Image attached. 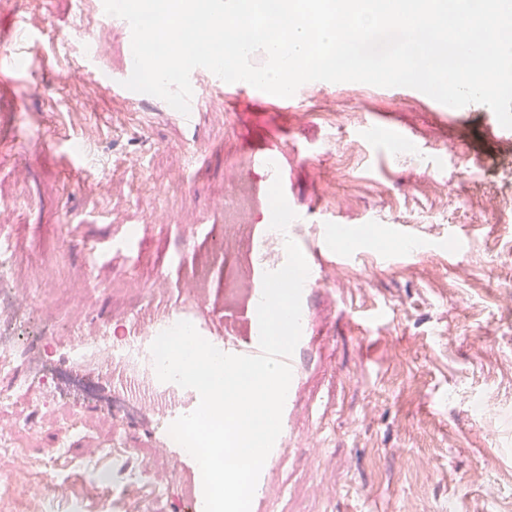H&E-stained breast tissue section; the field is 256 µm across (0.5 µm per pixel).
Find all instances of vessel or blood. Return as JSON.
Masks as SVG:
<instances>
[{
    "label": "vessel or blood",
    "instance_id": "b4317fda",
    "mask_svg": "<svg viewBox=\"0 0 512 512\" xmlns=\"http://www.w3.org/2000/svg\"><path fill=\"white\" fill-rule=\"evenodd\" d=\"M82 6L101 15L103 32L83 44L82 49L88 63L68 74L67 80L73 84L87 83L94 76L98 64L110 51L111 44L107 37L109 30L117 29L126 35L131 32L125 20L105 14L103 0H83ZM17 21L25 44L24 66H15L9 51L0 52V79L12 83L23 81L40 62V32L35 30L25 15H18ZM133 64V59H126L120 71L106 76L99 84L100 89L111 95L113 102L124 109L134 107L141 99L139 93L122 85L123 80L131 75ZM190 82L193 96L189 114L177 111L172 114L174 121L187 128L195 124L197 114L204 108L223 104L233 92L249 88L248 83L240 82L234 89H227L221 79L204 68L194 69L190 75ZM245 163L262 174L266 180L278 181L280 163L275 153L256 148L251 151ZM305 222L303 214H293L288 236L300 246L303 253L310 256L309 275L302 292L303 300L307 301L321 286L324 275L323 267L317 261L320 251L318 238L306 234ZM163 294L164 302L150 305L143 312L127 316L126 334L130 338L129 344H109L105 339L106 323L100 319L91 323L82 319L75 321L66 335L57 338L56 344L72 372L93 378L111 396L126 400H137L144 396L152 398L158 421L136 433L135 438L156 448L163 457L165 464L159 468L158 477L167 482L178 481L181 485L182 512H204L200 468L184 448L173 443L168 433L169 425L176 418L192 412L197 407L199 395L195 390L180 387L172 382L159 381L149 352L150 340L155 333L172 327L178 321L187 320L194 324L202 337L221 351L254 356L260 352L259 333L251 331L244 339L233 334L228 328L229 321L234 318L233 313L212 316L210 301L204 289L167 288ZM311 341L309 334H302L293 355L288 360L292 380L285 401L286 408H293L300 395L304 358L309 352Z\"/></svg>",
    "mask_w": 512,
    "mask_h": 512
}]
</instances>
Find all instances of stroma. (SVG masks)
Masks as SVG:
<instances>
[{
    "label": "stroma",
    "instance_id": "1",
    "mask_svg": "<svg viewBox=\"0 0 512 512\" xmlns=\"http://www.w3.org/2000/svg\"><path fill=\"white\" fill-rule=\"evenodd\" d=\"M30 11L46 27L45 62L24 84L0 82V142L32 129L15 163L0 165V257L14 259L0 292L32 291L14 331L20 349L99 312L121 336L151 290L207 260L195 227L225 191L249 197L255 237L285 205L372 247L325 264L309 302L316 342L290 414L295 452L273 466L265 512H512V214L480 206L512 195V129L483 104L442 112L412 88L329 82L287 113L240 94L188 130L167 102L129 112L66 81L82 63L68 44L79 0H30ZM374 125L408 133L407 150L378 148L364 133ZM252 145L280 157L281 187L244 165ZM199 148L208 162L196 173L187 156ZM132 155L143 170L128 166ZM89 178L105 179L108 194L88 195ZM383 224L406 226L425 250L408 256ZM177 256L184 268L169 269ZM224 268L239 291L209 279L219 312L259 283L245 248L231 246ZM93 288L96 311L83 305ZM373 310L384 318L358 325L356 312ZM57 394L32 428L26 404L0 405V512H179L177 486L155 483L154 449L128 439L111 457L92 454L121 413L89 416L67 387ZM50 465L67 498L38 492Z\"/></svg>",
    "mask_w": 512,
    "mask_h": 512
}]
</instances>
